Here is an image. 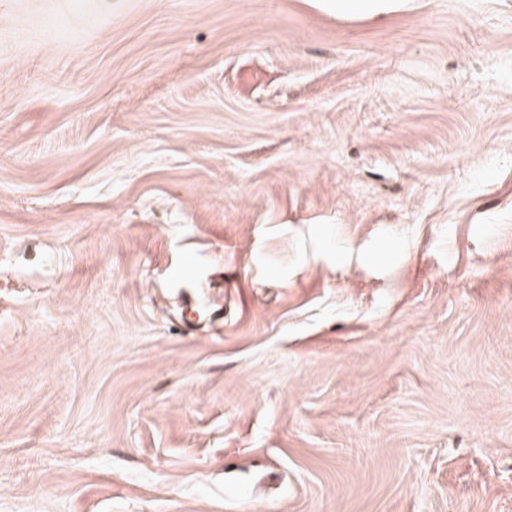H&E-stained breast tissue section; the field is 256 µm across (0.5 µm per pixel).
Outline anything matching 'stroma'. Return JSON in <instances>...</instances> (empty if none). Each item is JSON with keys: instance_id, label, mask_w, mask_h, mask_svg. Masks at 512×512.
Wrapping results in <instances>:
<instances>
[{"instance_id": "35a3bbf8", "label": "stroma", "mask_w": 512, "mask_h": 512, "mask_svg": "<svg viewBox=\"0 0 512 512\" xmlns=\"http://www.w3.org/2000/svg\"><path fill=\"white\" fill-rule=\"evenodd\" d=\"M0 512H512V0H0ZM388 0H332L330 6L336 13H369L378 16L386 12Z\"/></svg>"}]
</instances>
